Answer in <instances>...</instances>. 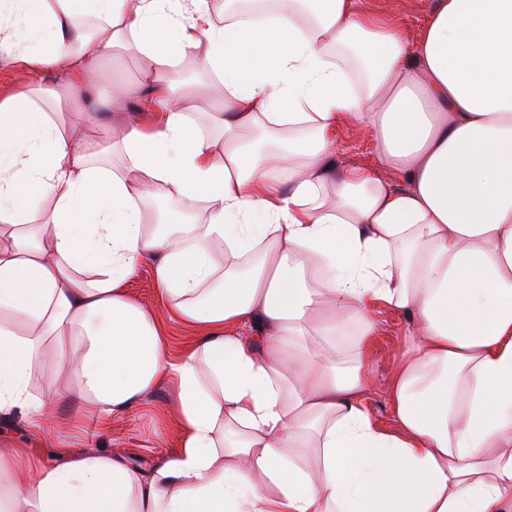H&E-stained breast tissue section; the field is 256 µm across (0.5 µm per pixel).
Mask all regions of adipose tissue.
<instances>
[{
	"label": "adipose tissue",
	"mask_w": 512,
	"mask_h": 512,
	"mask_svg": "<svg viewBox=\"0 0 512 512\" xmlns=\"http://www.w3.org/2000/svg\"><path fill=\"white\" fill-rule=\"evenodd\" d=\"M427 14L413 43L356 0H0V64L32 77L0 96V415L103 430L167 383L183 432L153 466L1 442L0 512H512V0ZM117 49L141 79L88 100ZM342 117L396 180L338 166ZM157 189L180 207L149 218ZM143 262L199 330L179 358L125 291ZM377 303L407 319L391 431Z\"/></svg>",
	"instance_id": "ef3b65f1"
}]
</instances>
